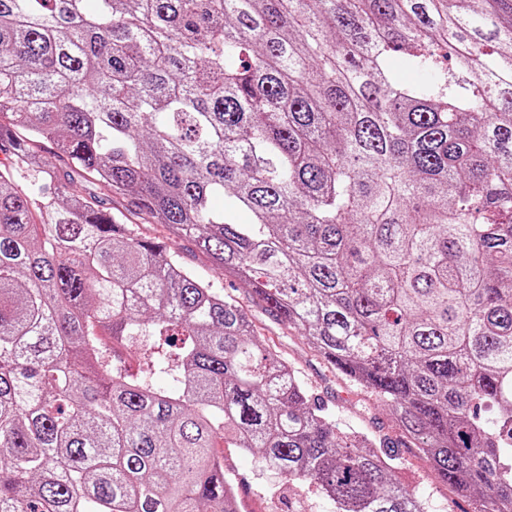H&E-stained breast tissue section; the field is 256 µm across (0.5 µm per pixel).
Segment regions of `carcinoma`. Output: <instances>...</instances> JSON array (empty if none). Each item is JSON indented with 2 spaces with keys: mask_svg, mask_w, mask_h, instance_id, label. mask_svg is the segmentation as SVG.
Masks as SVG:
<instances>
[{
  "mask_svg": "<svg viewBox=\"0 0 512 512\" xmlns=\"http://www.w3.org/2000/svg\"><path fill=\"white\" fill-rule=\"evenodd\" d=\"M0 154V512H238L226 443L332 512H427L397 448L512 512V0H0ZM171 251L176 252L182 261L189 267L195 269L200 275L211 279L218 288H223L224 293L238 297L244 305L247 302L248 288L239 281L225 279L213 269L209 259L195 247L194 243L187 238L162 239ZM249 310L260 339L296 367L309 387L328 401L342 431L378 433L380 430L398 440L394 415L384 399L356 389L344 377L335 374L326 362L310 351L297 331L276 323L260 307L251 306Z\"/></svg>",
  "mask_w": 512,
  "mask_h": 512,
  "instance_id": "obj_1",
  "label": "carcinoma"
}]
</instances>
